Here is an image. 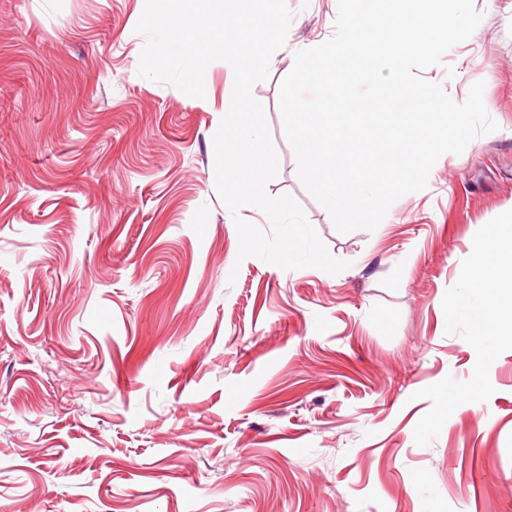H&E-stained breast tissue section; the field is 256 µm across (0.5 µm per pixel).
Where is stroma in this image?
Segmentation results:
<instances>
[{"instance_id": "35a3bbf8", "label": "stroma", "mask_w": 512, "mask_h": 512, "mask_svg": "<svg viewBox=\"0 0 512 512\" xmlns=\"http://www.w3.org/2000/svg\"><path fill=\"white\" fill-rule=\"evenodd\" d=\"M424 77L497 131L442 155L374 231L339 233L297 174L279 85L335 32L337 0L293 13L253 88L330 274L238 260L213 136L233 91L138 73L145 0H0V512H512V350L488 401L425 447L417 391L468 380L442 300L475 233L512 210V0Z\"/></svg>"}]
</instances>
